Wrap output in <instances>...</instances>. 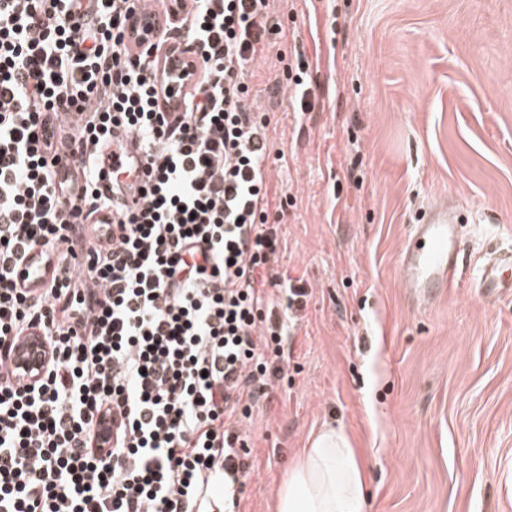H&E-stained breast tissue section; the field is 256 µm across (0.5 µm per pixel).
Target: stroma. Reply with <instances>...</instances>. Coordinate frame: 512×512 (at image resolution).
I'll list each match as a JSON object with an SVG mask.
<instances>
[{
  "instance_id": "obj_1",
  "label": "stroma",
  "mask_w": 512,
  "mask_h": 512,
  "mask_svg": "<svg viewBox=\"0 0 512 512\" xmlns=\"http://www.w3.org/2000/svg\"><path fill=\"white\" fill-rule=\"evenodd\" d=\"M287 37L258 55L269 177L285 203L280 269L311 296L285 378L247 425L239 512H275L290 464L343 426L368 512H512V296L473 283L512 249V0H270ZM310 63L297 112L288 64ZM462 210L451 288L399 276L422 209Z\"/></svg>"
}]
</instances>
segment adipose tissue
<instances>
[{
  "label": "adipose tissue",
  "instance_id": "ef3b65f1",
  "mask_svg": "<svg viewBox=\"0 0 512 512\" xmlns=\"http://www.w3.org/2000/svg\"><path fill=\"white\" fill-rule=\"evenodd\" d=\"M365 483L349 436L326 425L296 455L278 492L276 512H366Z\"/></svg>",
  "mask_w": 512,
  "mask_h": 512
}]
</instances>
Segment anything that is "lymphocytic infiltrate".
Returning <instances> with one entry per match:
<instances>
[{
    "label": "lymphocytic infiltrate",
    "mask_w": 512,
    "mask_h": 512,
    "mask_svg": "<svg viewBox=\"0 0 512 512\" xmlns=\"http://www.w3.org/2000/svg\"><path fill=\"white\" fill-rule=\"evenodd\" d=\"M146 2L0 0V512H235L245 425L309 299L274 267L283 206L247 101L285 30L268 0H160L157 29ZM128 142L133 205L98 185ZM27 330L50 350L31 386L1 374Z\"/></svg>",
    "instance_id": "obj_1"
}]
</instances>
